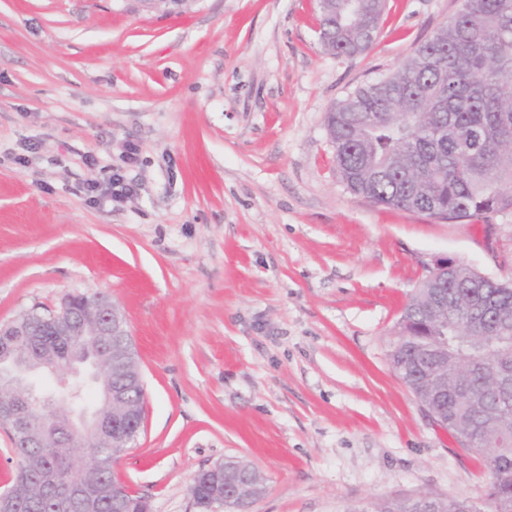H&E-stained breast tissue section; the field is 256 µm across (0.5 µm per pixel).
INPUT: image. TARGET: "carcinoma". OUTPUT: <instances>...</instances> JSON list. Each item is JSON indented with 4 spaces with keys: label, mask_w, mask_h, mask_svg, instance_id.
Masks as SVG:
<instances>
[{
    "label": "carcinoma",
    "mask_w": 512,
    "mask_h": 512,
    "mask_svg": "<svg viewBox=\"0 0 512 512\" xmlns=\"http://www.w3.org/2000/svg\"><path fill=\"white\" fill-rule=\"evenodd\" d=\"M382 0H324L319 40L335 55L370 49ZM326 128L336 169L353 194L372 203L424 212L448 222L512 211V0H462L460 10L387 78L360 86L331 108ZM455 316L422 330L398 327L388 359L401 380L431 404L435 375L447 390L442 408L463 450L486 458L483 508L452 499L457 512H512V290L482 288L466 269L448 276ZM431 305L417 290L401 319L420 321ZM448 355L414 364L435 337ZM72 448H17L13 485L30 504L20 512H60L38 481L54 463L60 487L81 479ZM372 512H419V501L385 499Z\"/></svg>",
    "instance_id": "obj_1"
}]
</instances>
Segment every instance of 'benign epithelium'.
Instances as JSON below:
<instances>
[{"label":"benign epithelium","mask_w":512,"mask_h":512,"mask_svg":"<svg viewBox=\"0 0 512 512\" xmlns=\"http://www.w3.org/2000/svg\"><path fill=\"white\" fill-rule=\"evenodd\" d=\"M460 265L441 258L430 272L429 287H448V275ZM136 367L128 321L104 295L90 301L85 294L68 296L57 313L33 308L0 323V428L16 447L43 448L52 443L74 446L68 437L86 431L103 447L93 449L84 480L76 488L88 512L111 503L123 507L117 487L106 480L112 459L128 448L143 421V403L136 401L128 381ZM55 376L62 392L42 393L34 379ZM82 380L96 384L99 403L89 410L71 386ZM111 408L112 414L105 413ZM205 472L224 484L223 496L210 501L191 489L195 506L204 512L239 498L254 480L252 466L241 460L217 463Z\"/></svg>","instance_id":"obj_1"}]
</instances>
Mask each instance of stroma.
Here are the masks:
<instances>
[{"label":"stroma","instance_id":"35a3bbf8","mask_svg":"<svg viewBox=\"0 0 512 512\" xmlns=\"http://www.w3.org/2000/svg\"><path fill=\"white\" fill-rule=\"evenodd\" d=\"M461 3L386 0L347 57L315 0H0V321L70 294L126 313L144 421L114 469L151 512H195L194 474L230 457L266 479L252 512L482 503L484 458L387 353L436 259L512 278V213L353 195L325 126ZM118 166L133 194L91 201Z\"/></svg>","mask_w":512,"mask_h":512}]
</instances>
